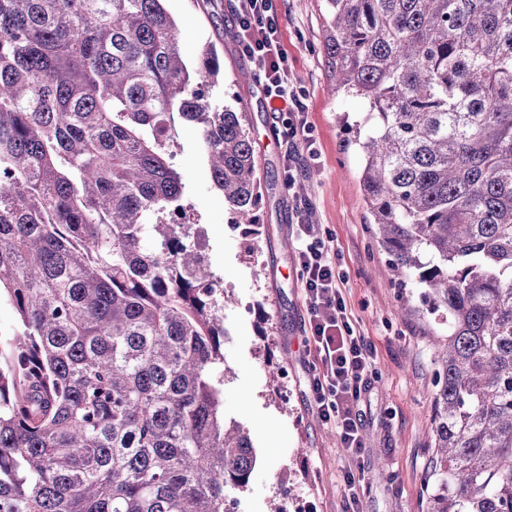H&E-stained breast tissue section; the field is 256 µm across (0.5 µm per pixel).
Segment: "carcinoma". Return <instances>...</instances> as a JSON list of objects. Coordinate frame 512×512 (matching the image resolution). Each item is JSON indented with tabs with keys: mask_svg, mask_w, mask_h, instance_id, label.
Segmentation results:
<instances>
[{
	"mask_svg": "<svg viewBox=\"0 0 512 512\" xmlns=\"http://www.w3.org/2000/svg\"><path fill=\"white\" fill-rule=\"evenodd\" d=\"M164 2L0 0V512H224L257 466L167 144L251 247L257 157ZM322 36L389 271L448 311L426 512H512V0H323Z\"/></svg>",
	"mask_w": 512,
	"mask_h": 512,
	"instance_id": "carcinoma-1",
	"label": "carcinoma"
}]
</instances>
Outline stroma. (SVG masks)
Wrapping results in <instances>:
<instances>
[{
  "mask_svg": "<svg viewBox=\"0 0 512 512\" xmlns=\"http://www.w3.org/2000/svg\"><path fill=\"white\" fill-rule=\"evenodd\" d=\"M295 84L306 93L305 118L318 150L309 162L273 133L282 113L237 50L235 0H168L194 61L212 44L224 61L214 103L244 113L259 162L263 196L259 248L247 253L241 228L229 224L224 198L211 184L200 135L181 123L169 152L185 185L183 203L200 224L211 267L224 288V411L249 431L259 464L246 489L227 493L232 512H426L424 477L439 369L434 338L446 324L424 288L384 275L387 252L373 237L359 187L361 156L348 145L342 115L358 102L331 94L319 0H275ZM294 153L301 195L314 232L338 252V286L349 316L373 349V372L358 400L364 446L344 447L310 391L307 312L295 259L291 197L283 168ZM368 475L358 502L347 472Z\"/></svg>",
  "mask_w": 512,
  "mask_h": 512,
  "instance_id": "stroma-1",
  "label": "stroma"
}]
</instances>
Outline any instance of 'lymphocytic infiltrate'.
Returning a JSON list of instances; mask_svg holds the SVG:
<instances>
[{"label":"lymphocytic infiltrate","instance_id":"f902f5d3","mask_svg":"<svg viewBox=\"0 0 512 512\" xmlns=\"http://www.w3.org/2000/svg\"><path fill=\"white\" fill-rule=\"evenodd\" d=\"M235 16L241 54L254 65L269 99L288 110L287 123L276 135L289 144L303 140L307 129L300 95L288 73L274 0H237ZM297 251L307 307L308 351L314 375L310 390L325 421L334 423L346 447L361 450V421L354 411L373 365L365 337L357 331L336 283V259L325 241L310 231L305 203H297Z\"/></svg>","mask_w":512,"mask_h":512}]
</instances>
